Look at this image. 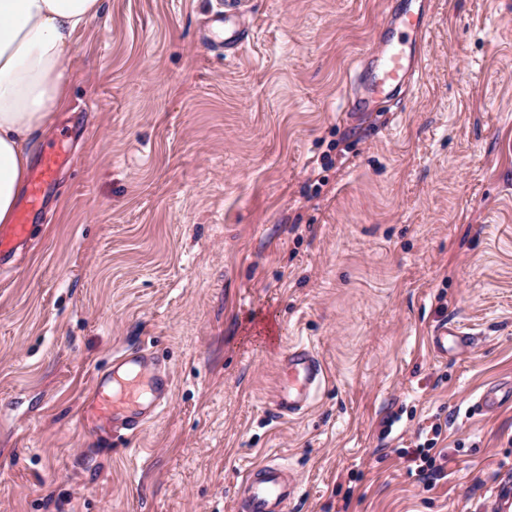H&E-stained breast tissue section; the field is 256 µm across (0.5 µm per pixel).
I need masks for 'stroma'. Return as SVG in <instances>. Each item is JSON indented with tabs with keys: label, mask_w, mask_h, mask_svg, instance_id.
<instances>
[{
	"label": "stroma",
	"mask_w": 512,
	"mask_h": 512,
	"mask_svg": "<svg viewBox=\"0 0 512 512\" xmlns=\"http://www.w3.org/2000/svg\"><path fill=\"white\" fill-rule=\"evenodd\" d=\"M394 2L245 0L228 52L224 0H104L0 264V512H235L269 458L291 512H497L512 404L472 405L512 384V0H414L422 69L348 111ZM447 321L473 341L442 358ZM296 344L327 381L281 417ZM130 349L173 385L118 435L84 401ZM439 418L427 489L398 451ZM56 165V159L47 157L45 158L36 173L33 177V182L30 189V195H29V203L31 210H34L40 201L39 191H40V185L43 181H45L47 178H49L53 171L54 167Z\"/></svg>",
	"instance_id": "stroma-1"
}]
</instances>
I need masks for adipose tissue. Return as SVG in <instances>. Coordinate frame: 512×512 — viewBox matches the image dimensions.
Masks as SVG:
<instances>
[{"label":"adipose tissue","mask_w":512,"mask_h":512,"mask_svg":"<svg viewBox=\"0 0 512 512\" xmlns=\"http://www.w3.org/2000/svg\"><path fill=\"white\" fill-rule=\"evenodd\" d=\"M103 0H0V225L16 220L34 136L67 102L64 63Z\"/></svg>","instance_id":"obj_1"}]
</instances>
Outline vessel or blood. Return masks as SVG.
Here are the masks:
<instances>
[{
  "label": "vessel or blood",
  "mask_w": 512,
  "mask_h": 512,
  "mask_svg": "<svg viewBox=\"0 0 512 512\" xmlns=\"http://www.w3.org/2000/svg\"><path fill=\"white\" fill-rule=\"evenodd\" d=\"M241 0H224V14L219 21L224 26V47L237 50L243 43V35L236 26ZM386 26L396 24L412 29L416 35H426L428 26L412 9V0H402L398 12L388 16ZM379 73L371 82L370 97L353 99L352 108L369 105L371 97H390L397 93L408 72L419 68L421 54L406 52L402 46L387 43L378 54ZM28 224L0 226V258L8 255L13 241L27 236ZM472 338L459 326L444 323L437 327L432 338L433 351L447 356L449 350H459L471 344ZM326 375L321 361L314 351L304 345L289 348L284 361L283 374L275 395L279 413L293 415L304 411L312 402L314 392L325 382ZM108 376L97 378L89 409L99 420L110 423L113 430L134 434L154 418L166 403L171 378L168 374L156 375L153 382V399L143 403L140 389L126 385L115 389ZM298 494L294 475L279 463L269 460L252 468L239 498V512H289Z\"/></svg>",
  "instance_id": "1"
}]
</instances>
